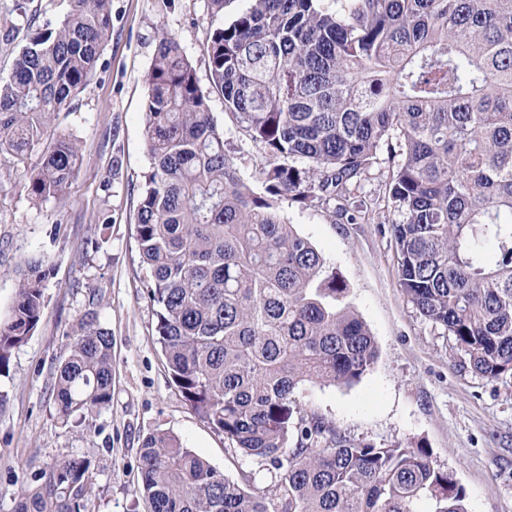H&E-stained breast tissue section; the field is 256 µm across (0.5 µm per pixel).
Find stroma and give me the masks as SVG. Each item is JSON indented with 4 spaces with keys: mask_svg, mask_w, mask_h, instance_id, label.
<instances>
[{
    "mask_svg": "<svg viewBox=\"0 0 512 512\" xmlns=\"http://www.w3.org/2000/svg\"><path fill=\"white\" fill-rule=\"evenodd\" d=\"M247 6L226 0L217 13L211 0H112L96 74L57 120L83 159L67 203L33 202L20 173L0 181V315L11 309L29 260L43 257L53 268L40 324L14 351L9 376L0 377V512H17L32 475L64 456L93 461L90 512H151L138 490L139 449L156 432L177 436L230 480L267 489L277 479L272 467L234 453L175 388L134 232L152 169L144 138L147 75L163 33L191 63L240 177L262 190L259 172L269 159L225 114L205 51L209 31ZM63 8L62 0H0V79ZM279 208L348 283L349 301L379 350L352 385H302L303 407L360 441L429 448L465 488L468 512H512V377L489 382L473 374L453 339L418 314L400 286L390 225L352 224L333 206L304 208L287 198ZM90 312L112 334V402L65 424L53 382L73 324Z\"/></svg>",
    "mask_w": 512,
    "mask_h": 512,
    "instance_id": "35a3bbf8",
    "label": "stroma"
}]
</instances>
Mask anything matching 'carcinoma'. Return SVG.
<instances>
[{
    "mask_svg": "<svg viewBox=\"0 0 512 512\" xmlns=\"http://www.w3.org/2000/svg\"><path fill=\"white\" fill-rule=\"evenodd\" d=\"M64 2L0 81V179L24 169L36 202L64 201L80 168L56 121L112 29L111 0ZM206 52L225 113L270 158L264 194L238 175L194 69L164 34L147 76L153 167L136 239L175 387L279 480L243 487L159 432L142 441L139 491L152 512H467L429 449L355 440L300 405L307 382L359 381L377 346L348 284L277 199L333 200L354 221L378 153L399 157L389 198L402 290L476 375L511 376L512 0H251L210 31ZM50 274L44 259L22 273L0 321V377L41 321ZM53 391L64 424L110 405L112 336L96 315L74 325ZM93 490L91 459L64 456L32 476L19 512H89Z\"/></svg>",
    "mask_w": 512,
    "mask_h": 512,
    "instance_id": "obj_1",
    "label": "carcinoma"
}]
</instances>
